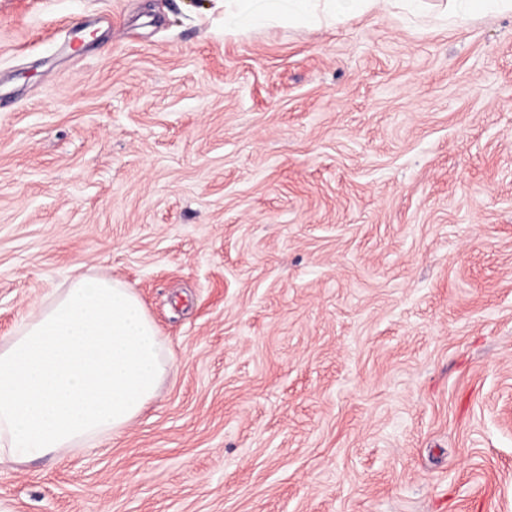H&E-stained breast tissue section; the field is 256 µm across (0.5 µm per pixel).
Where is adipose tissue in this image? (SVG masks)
Masks as SVG:
<instances>
[{
  "mask_svg": "<svg viewBox=\"0 0 512 512\" xmlns=\"http://www.w3.org/2000/svg\"><path fill=\"white\" fill-rule=\"evenodd\" d=\"M381 0H266L263 9H253L251 0H244L241 10L260 24L280 21L320 26L335 23L346 12L376 8Z\"/></svg>",
  "mask_w": 512,
  "mask_h": 512,
  "instance_id": "ef3b65f1",
  "label": "adipose tissue"
}]
</instances>
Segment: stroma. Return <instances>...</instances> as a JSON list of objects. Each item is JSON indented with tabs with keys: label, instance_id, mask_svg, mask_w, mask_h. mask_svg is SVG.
<instances>
[{
	"label": "stroma",
	"instance_id": "stroma-1",
	"mask_svg": "<svg viewBox=\"0 0 512 512\" xmlns=\"http://www.w3.org/2000/svg\"><path fill=\"white\" fill-rule=\"evenodd\" d=\"M238 9L0 0V338L92 273L174 358L0 512H512V14ZM244 2L242 12L251 20L260 24H276L282 20L288 23L320 26L336 23V19L345 16L346 11L370 10L376 8L382 0H263L261 10L252 8V0H236ZM320 2H324L321 6ZM288 4V8H282Z\"/></svg>",
	"mask_w": 512,
	"mask_h": 512
}]
</instances>
